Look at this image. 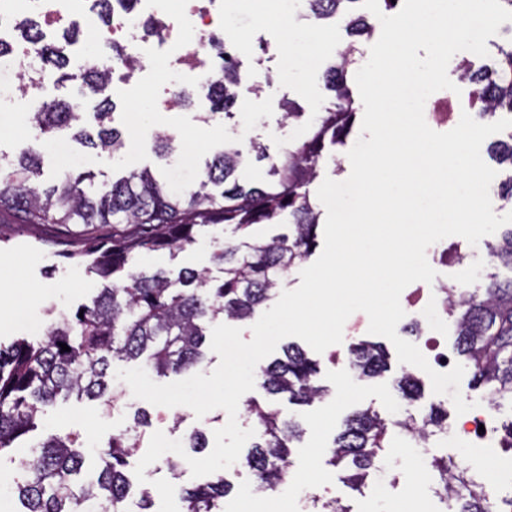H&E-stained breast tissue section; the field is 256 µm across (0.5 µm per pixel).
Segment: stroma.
Segmentation results:
<instances>
[{"label":"stroma","instance_id":"1","mask_svg":"<svg viewBox=\"0 0 512 512\" xmlns=\"http://www.w3.org/2000/svg\"><path fill=\"white\" fill-rule=\"evenodd\" d=\"M275 0H264L263 27L254 31L251 40L239 48L242 60V79L235 88V115L227 119L214 114V105L199 86L170 70L164 64L146 73L136 74L128 86L111 85L107 92L115 106L114 124L123 133L124 146L119 153L108 154L71 141L70 148L77 159L76 171H90L98 181H108L134 168L150 167L162 172L171 189L182 191L198 179L207 161L229 146L248 148L257 142L265 147L267 160L249 161L242 167L240 180L263 185L269 183V167L289 149L302 142L308 133L305 121L285 119L283 106L294 103L307 118L330 107L333 94L325 85L323 72L336 53L346 47L349 37L341 23H330L325 30V42H317L310 33L306 19L283 26L275 12ZM289 51L297 63L288 71L287 79L276 76L282 51ZM57 70L46 76L49 83L45 103L69 101L80 114V123L94 129V114L99 96L88 94L77 98L73 83L57 80ZM179 83L184 97L172 108L163 102L171 83ZM171 135L180 148V162L171 165L154 152L157 133ZM49 135L28 129L22 112H0V158L13 162L25 151L36 153L43 168L42 184L57 183L65 172L59 159L48 147ZM225 239L223 226L205 228L197 242L170 255L160 250L143 255L142 267L155 270L178 271L182 268L208 270L211 277L221 272L211 262L212 253L222 247ZM450 256L440 259L434 250L426 257L436 271L437 281L443 284H468L471 290L485 288V272L475 269L469 261H461L457 252H465L469 243L458 236L440 242ZM82 245L69 237L65 228L57 224H0V290L8 295L0 305V345L9 346L14 340H38V327L48 326L51 314L72 313L94 293L98 286L96 276L86 271L84 259L78 252ZM370 333L360 338L344 337L340 344L328 347L318 354V380L327 386L328 393L310 406L289 404L286 399L271 400L262 387H254L249 396L261 404H276L282 417L300 422L306 433L289 457L288 477L276 489L260 496L248 490L249 472L241 464H234L223 472L233 486V492L223 502L222 512H297L301 491L308 485L322 483L330 495L350 512H438L439 503L431 492L418 491L413 482L415 470L427 468L432 456L453 457L480 476L486 475L492 460L512 459V449L503 442V422L512 419V410H491L487 416L488 438L484 441H464L454 448L439 443L426 448H410L400 437H392L385 451L390 485L376 487L367 484L362 491L347 488L339 471L329 463V447L343 418L359 408H372L382 417L393 420L408 415L424 416L430 404L442 402V395L432 390L427 374H420L423 396L407 402L395 395V379L403 366L390 340H383L389 369L376 378H357L350 368L349 353L356 340H370ZM148 407L152 415V431L163 432L168 438L185 440L195 430L213 435L228 421L226 411L214 409L203 417H196L185 406L167 408L146 406L144 400L126 393L119 406L103 412L97 402L89 399H69L46 408L37 416L38 428L30 434V441L49 435L79 433L84 441L85 468L93 471L99 466L96 448L106 444L112 436L124 433L130 426L134 412ZM180 479H172L165 460L149 465L145 476L154 486L155 512H183L178 490L196 483L188 464H181Z\"/></svg>","mask_w":512,"mask_h":512}]
</instances>
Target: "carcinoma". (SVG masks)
<instances>
[{"mask_svg": "<svg viewBox=\"0 0 512 512\" xmlns=\"http://www.w3.org/2000/svg\"><path fill=\"white\" fill-rule=\"evenodd\" d=\"M360 0H306V17L316 24L343 20L352 41L339 52L324 73L334 93L332 107L313 124L312 135L301 146L288 151L270 166L277 178L263 188L246 185L235 173L250 154L266 158L265 148L251 143L248 152L224 149L207 165L195 187L176 192L150 170L132 171L109 186L96 187L91 173L68 174L58 184L42 188L32 178L40 174L38 160L24 154L11 169L0 168V218L11 216L16 224H59L71 236L86 242L83 255L91 258L88 270L100 288L91 302L80 306L83 313L64 315L49 326L40 343L17 340L0 348V455L13 450L35 425L39 412L58 399L77 394L115 406L117 396L107 380L111 363L141 360L159 375L179 372L204 357L205 334L201 323L219 316L232 321L251 318L256 308L274 296L288 270L311 256L316 246L319 214L311 201L310 185L317 177V164L326 145H342L348 137L355 109L348 74L359 53L358 43L370 29ZM460 79L474 87L470 107L480 116L500 111L512 116V40L473 68L462 62ZM81 80L100 92L111 81L109 66L103 65L81 76L64 72L60 81ZM239 81L238 63L224 59V92L214 96L232 118ZM113 103H99L95 117L100 128L90 145L115 154L123 147L120 133L108 128ZM78 119L71 105L54 103L30 113V122L43 133L69 128ZM488 158L512 171V134L508 140L486 147ZM288 218V231L269 238L257 234L266 224ZM99 224L112 225L110 246L93 239ZM222 224L231 229L232 240L214 253L223 278L206 271L183 268L176 273L147 270L138 257L167 249L182 251L196 243L204 229ZM492 257L512 270V228L489 244ZM444 304L457 314L456 346L465 357L475 383L492 387L496 406L512 405V277H491L481 294L448 291ZM69 347L61 351L60 344ZM352 366L359 378H373L387 370L384 349L360 342L352 350ZM319 364L295 344L283 357L260 368L266 392L287 397L298 405H310L327 389L317 376ZM400 397L413 401L421 396L412 373L396 380ZM247 409L259 426L244 464L254 480L274 489L286 480L293 442L304 434L300 424L281 417L280 411L250 401ZM150 414L134 417L127 433L115 436L99 449L104 468L96 477L82 475L84 458L78 436L51 437L38 450L19 458L23 480L17 485L21 512H151L152 496L144 491L129 502L131 482L127 475L130 458L141 447L143 428ZM425 441L448 430V408L431 406L421 420L408 416L391 423L370 409H358L343 419L330 447L329 464L340 469L349 487H361L368 476L383 468L382 453L388 443V426ZM433 493L445 504L442 512L495 511L483 485L475 482L463 464L451 458H433L429 465ZM234 486L222 479L180 491L184 512H216L218 499Z\"/></svg>", "mask_w": 512, "mask_h": 512, "instance_id": "carcinoma-1", "label": "carcinoma"}]
</instances>
